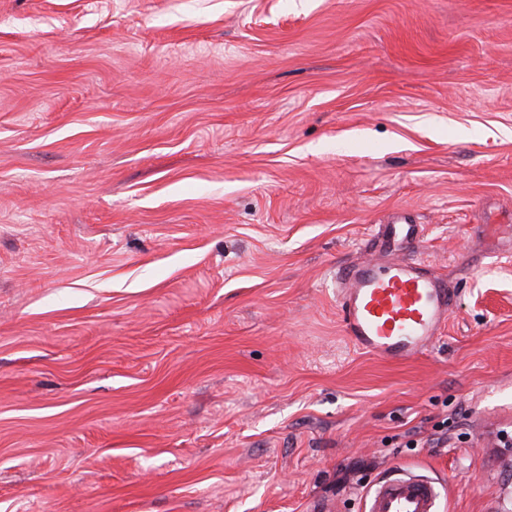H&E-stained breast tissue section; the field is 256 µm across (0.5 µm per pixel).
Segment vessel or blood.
Returning <instances> with one entry per match:
<instances>
[{
  "label": "vessel or blood",
  "mask_w": 512,
  "mask_h": 512,
  "mask_svg": "<svg viewBox=\"0 0 512 512\" xmlns=\"http://www.w3.org/2000/svg\"><path fill=\"white\" fill-rule=\"evenodd\" d=\"M424 243L422 225L401 216L371 235L377 260L337 272L344 331L358 349L402 362L432 348L442 335L453 297L421 259ZM439 501L435 479L399 468L368 491L362 512H439Z\"/></svg>",
  "instance_id": "vessel-or-blood-1"
}]
</instances>
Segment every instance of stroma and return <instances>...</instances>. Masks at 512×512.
Masks as SVG:
<instances>
[{"label":"stroma","mask_w":512,"mask_h":512,"mask_svg":"<svg viewBox=\"0 0 512 512\" xmlns=\"http://www.w3.org/2000/svg\"><path fill=\"white\" fill-rule=\"evenodd\" d=\"M408 210L394 364L337 271ZM512 0H0V512H512ZM423 232L422 224L403 215L379 224L367 244L381 257L336 273L346 336L358 349L384 361L423 354L448 323L453 297L448 283L419 257ZM439 501L435 479L397 468L368 491L362 512H439Z\"/></svg>","instance_id":"35a3bbf8"}]
</instances>
